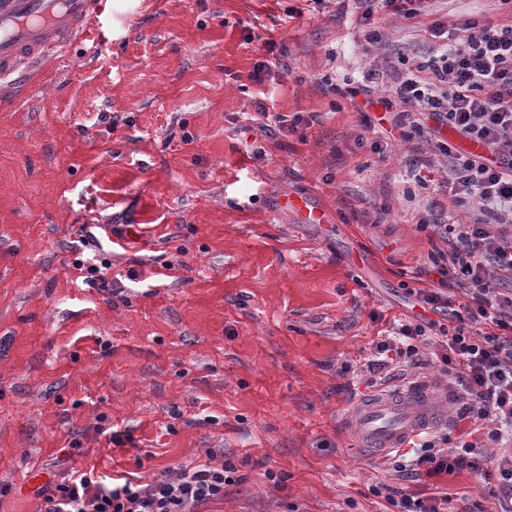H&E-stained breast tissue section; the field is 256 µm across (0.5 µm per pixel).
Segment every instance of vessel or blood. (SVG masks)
<instances>
[{"mask_svg":"<svg viewBox=\"0 0 512 512\" xmlns=\"http://www.w3.org/2000/svg\"><path fill=\"white\" fill-rule=\"evenodd\" d=\"M111 7V0H0V81L26 75L33 64L79 38L94 39ZM278 206L302 224L329 221L327 211L307 195L284 198ZM444 407V398L427 388H381L355 397L344 425L364 452L385 457L442 424Z\"/></svg>","mask_w":512,"mask_h":512,"instance_id":"1","label":"vessel or blood"}]
</instances>
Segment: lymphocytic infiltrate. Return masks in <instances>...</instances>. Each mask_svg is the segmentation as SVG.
I'll return each mask as SVG.
<instances>
[{
  "label": "lymphocytic infiltrate",
  "mask_w": 512,
  "mask_h": 512,
  "mask_svg": "<svg viewBox=\"0 0 512 512\" xmlns=\"http://www.w3.org/2000/svg\"><path fill=\"white\" fill-rule=\"evenodd\" d=\"M429 32L437 46L411 67L385 62L370 71L384 81L393 145L419 151L414 181L433 192L414 220L433 228L429 266L416 273V321L378 340L366 370L372 378L431 370L454 406L456 422L480 424L490 443L512 440V24L490 18ZM482 146L471 153L448 143L445 131ZM465 287L462 302L450 289ZM205 463L167 470L145 484L118 481L95 469L59 473L42 491L43 512H202L241 477L207 451ZM399 485H381L397 512H444L442 501L415 495L407 483L469 471L496 480L499 501L512 504V452L485 455L477 443L449 445L447 435L422 441Z\"/></svg>",
  "instance_id": "obj_1"
}]
</instances>
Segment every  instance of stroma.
Returning a JSON list of instances; mask_svg holds the SVG:
<instances>
[{
  "mask_svg": "<svg viewBox=\"0 0 512 512\" xmlns=\"http://www.w3.org/2000/svg\"><path fill=\"white\" fill-rule=\"evenodd\" d=\"M297 4L112 0L97 40L54 53L0 104V512H41L62 468L146 482L210 450L244 479L208 512H390L373 489L395 484L391 460L366 457L340 420L373 340L414 317L404 286L430 244L403 196L409 152L358 144L359 113L325 81L362 82L369 29L410 58L430 41L353 0ZM428 8L512 14L495 0ZM270 39L282 74L259 84ZM262 104L320 120L263 136L249 127ZM288 194L331 223H296L275 206ZM78 253L107 262L105 286L79 279ZM411 488L450 512H500L467 471Z\"/></svg>",
  "mask_w": 512,
  "mask_h": 512,
  "instance_id": "obj_1",
  "label": "stroma"
}]
</instances>
